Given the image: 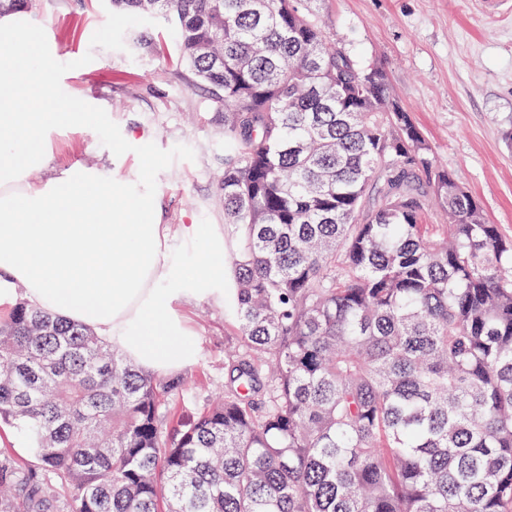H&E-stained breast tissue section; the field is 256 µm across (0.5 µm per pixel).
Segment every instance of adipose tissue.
<instances>
[{
	"label": "adipose tissue",
	"mask_w": 512,
	"mask_h": 512,
	"mask_svg": "<svg viewBox=\"0 0 512 512\" xmlns=\"http://www.w3.org/2000/svg\"><path fill=\"white\" fill-rule=\"evenodd\" d=\"M49 65L27 12L0 14V307L24 297L91 328L143 369L180 373L197 350L174 305L223 299L224 242L211 236L187 270L152 193L99 169L32 179L53 166L49 133L88 125L99 110L51 99Z\"/></svg>",
	"instance_id": "adipose-tissue-1"
}]
</instances>
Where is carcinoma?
Segmentation results:
<instances>
[{
	"label": "carcinoma",
	"instance_id": "1",
	"mask_svg": "<svg viewBox=\"0 0 512 512\" xmlns=\"http://www.w3.org/2000/svg\"><path fill=\"white\" fill-rule=\"evenodd\" d=\"M129 14L170 23L224 108L240 336L224 392L165 435L180 381L13 304L0 422L73 486L66 512H512V238L385 69L298 0H112ZM16 499L58 512L0 458V506Z\"/></svg>",
	"mask_w": 512,
	"mask_h": 512
}]
</instances>
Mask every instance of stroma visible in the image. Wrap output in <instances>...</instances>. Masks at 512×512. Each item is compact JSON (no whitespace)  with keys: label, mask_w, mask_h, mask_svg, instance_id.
Masks as SVG:
<instances>
[{"label":"stroma","mask_w":512,"mask_h":512,"mask_svg":"<svg viewBox=\"0 0 512 512\" xmlns=\"http://www.w3.org/2000/svg\"><path fill=\"white\" fill-rule=\"evenodd\" d=\"M316 15L359 59L383 66L396 100L411 112L440 162L512 236V12L482 13L477 0H318ZM31 21L53 49L55 96L100 101L84 132L51 139L60 166H96L132 176L142 159L167 224H195L191 244L174 240L192 264L212 232L227 234L217 176L224 169V110L186 67L159 60L173 52L171 27L138 15L112 23L110 0H36ZM199 350L181 372L163 429L192 420L224 385V351L238 341L230 308L211 300L176 303Z\"/></svg>","instance_id":"1"}]
</instances>
